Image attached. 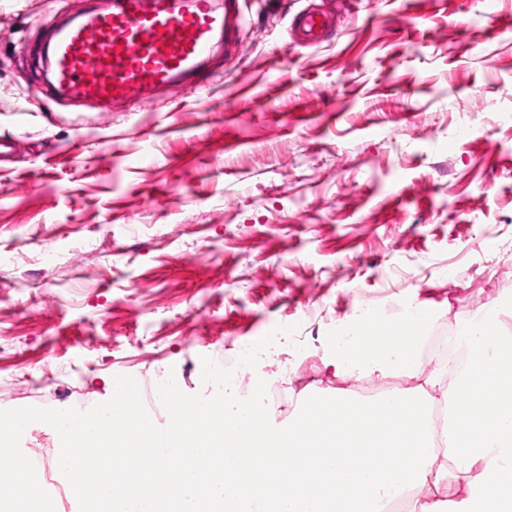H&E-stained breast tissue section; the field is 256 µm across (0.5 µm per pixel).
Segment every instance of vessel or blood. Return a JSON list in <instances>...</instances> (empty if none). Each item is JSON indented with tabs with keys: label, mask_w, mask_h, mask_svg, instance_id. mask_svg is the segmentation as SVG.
I'll list each match as a JSON object with an SVG mask.
<instances>
[{
	"label": "vessel or blood",
	"mask_w": 512,
	"mask_h": 512,
	"mask_svg": "<svg viewBox=\"0 0 512 512\" xmlns=\"http://www.w3.org/2000/svg\"><path fill=\"white\" fill-rule=\"evenodd\" d=\"M49 37L56 88L75 102H128L161 86L198 77L217 42H232L241 20L232 0H106ZM299 42L321 43L327 17L310 10L295 19Z\"/></svg>",
	"instance_id": "1"
}]
</instances>
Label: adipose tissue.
I'll return each instance as SVG.
<instances>
[{
    "label": "adipose tissue",
    "mask_w": 512,
    "mask_h": 512,
    "mask_svg": "<svg viewBox=\"0 0 512 512\" xmlns=\"http://www.w3.org/2000/svg\"><path fill=\"white\" fill-rule=\"evenodd\" d=\"M429 316L424 308L406 313L389 322L376 319L349 329L346 352L337 353L335 370L345 375L354 368L375 369L398 361L401 368L411 369L421 336L427 331Z\"/></svg>",
    "instance_id": "adipose-tissue-1"
}]
</instances>
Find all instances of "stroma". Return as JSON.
I'll return each instance as SVG.
<instances>
[{"label":"stroma","instance_id":"obj_1","mask_svg":"<svg viewBox=\"0 0 512 512\" xmlns=\"http://www.w3.org/2000/svg\"><path fill=\"white\" fill-rule=\"evenodd\" d=\"M91 0H0V409L80 410L275 327L364 306L436 324L512 296V0H239L201 81L109 112L51 97L37 51ZM338 11L321 44L295 14ZM312 347L259 361L346 388Z\"/></svg>","mask_w":512,"mask_h":512}]
</instances>
